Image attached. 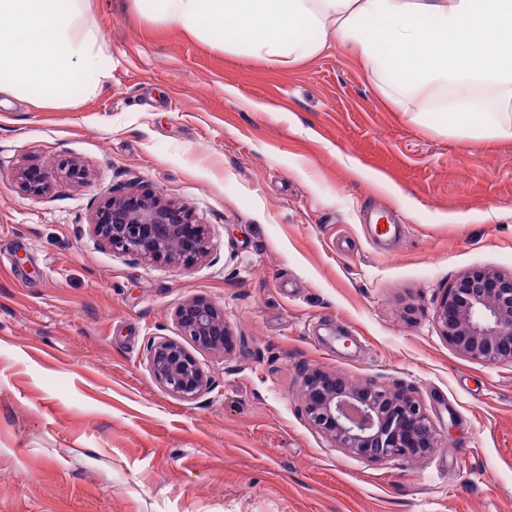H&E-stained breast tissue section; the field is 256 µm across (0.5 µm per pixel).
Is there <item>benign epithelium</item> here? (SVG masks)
Returning a JSON list of instances; mask_svg holds the SVG:
<instances>
[{"mask_svg":"<svg viewBox=\"0 0 512 512\" xmlns=\"http://www.w3.org/2000/svg\"><path fill=\"white\" fill-rule=\"evenodd\" d=\"M58 176L82 181L87 171L76 163L60 167ZM25 191L48 189L49 176L36 167L19 171ZM92 235L122 254L150 263L189 269L209 253L207 227L188 208L131 187L112 189L90 224ZM441 336L463 358L485 364L512 363V273L473 268L457 278L437 308ZM175 321L186 343L160 337L148 346L150 376L163 390L194 400L208 378L193 351L226 356L236 337L224 310L204 297L185 300ZM300 394L309 422L349 454L368 459L411 461L435 452L441 440L422 402L403 387L373 381L352 382L336 372H304Z\"/></svg>","mask_w":512,"mask_h":512,"instance_id":"obj_1","label":"benign epithelium"}]
</instances>
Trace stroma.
<instances>
[{
  "label": "stroma",
  "mask_w": 512,
  "mask_h": 512,
  "mask_svg": "<svg viewBox=\"0 0 512 512\" xmlns=\"http://www.w3.org/2000/svg\"><path fill=\"white\" fill-rule=\"evenodd\" d=\"M105 77L65 104L0 94V512H512V364L459 356L435 310L474 267L512 273V142L410 121L337 42L272 67L130 0H85ZM264 104L261 112L251 103ZM73 161L85 180L56 178ZM52 173L35 196L19 168ZM188 206L189 269L91 235L116 186ZM397 215L379 243L367 214ZM223 308L208 389L158 387L147 346L184 300ZM411 388L445 446L335 447L304 370Z\"/></svg>",
  "instance_id": "obj_1"
}]
</instances>
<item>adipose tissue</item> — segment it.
I'll return each instance as SVG.
<instances>
[{"label":"adipose tissue","mask_w":512,"mask_h":512,"mask_svg":"<svg viewBox=\"0 0 512 512\" xmlns=\"http://www.w3.org/2000/svg\"><path fill=\"white\" fill-rule=\"evenodd\" d=\"M82 0H0V93L62 103L93 91L102 70ZM149 23L219 35L221 49L283 67L334 40L360 60L381 95L448 136L512 141V0H132ZM500 94L489 111L472 94Z\"/></svg>","instance_id":"obj_1"}]
</instances>
